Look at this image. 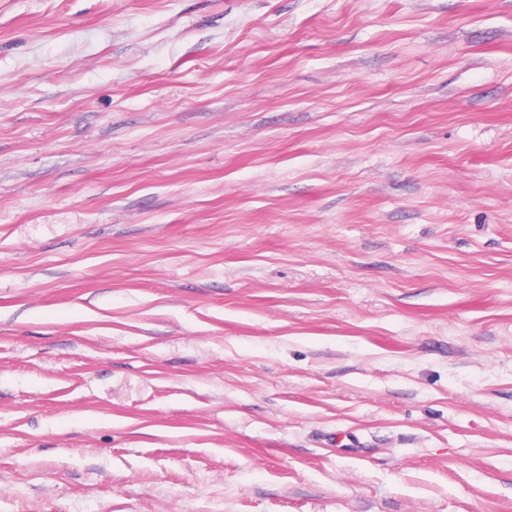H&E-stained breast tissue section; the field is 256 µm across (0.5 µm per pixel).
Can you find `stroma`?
<instances>
[{
	"label": "stroma",
	"instance_id": "1",
	"mask_svg": "<svg viewBox=\"0 0 512 512\" xmlns=\"http://www.w3.org/2000/svg\"><path fill=\"white\" fill-rule=\"evenodd\" d=\"M0 512H512V0H0Z\"/></svg>",
	"mask_w": 512,
	"mask_h": 512
}]
</instances>
